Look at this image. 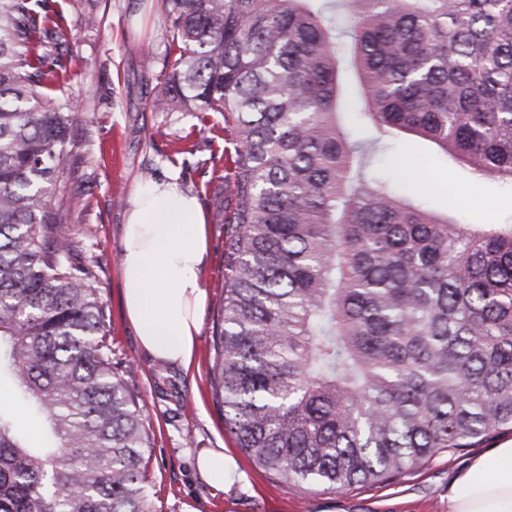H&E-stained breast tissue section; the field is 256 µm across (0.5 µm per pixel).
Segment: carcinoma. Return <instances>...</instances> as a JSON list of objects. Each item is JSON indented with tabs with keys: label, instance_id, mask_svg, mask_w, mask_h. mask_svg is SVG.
Here are the masks:
<instances>
[{
	"label": "carcinoma",
	"instance_id": "1",
	"mask_svg": "<svg viewBox=\"0 0 512 512\" xmlns=\"http://www.w3.org/2000/svg\"><path fill=\"white\" fill-rule=\"evenodd\" d=\"M162 4L153 110L219 112L233 145L210 384L237 447L329 491L512 433V224L433 213L371 165L412 136L512 187V0ZM74 44L49 0H0V381L47 434L0 410V512H150L143 405L61 213Z\"/></svg>",
	"mask_w": 512,
	"mask_h": 512
}]
</instances>
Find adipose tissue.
<instances>
[{
  "label": "adipose tissue",
  "instance_id": "obj_1",
  "mask_svg": "<svg viewBox=\"0 0 512 512\" xmlns=\"http://www.w3.org/2000/svg\"><path fill=\"white\" fill-rule=\"evenodd\" d=\"M122 301L155 360L190 367L206 291L208 248L197 198L173 183L139 182L123 228ZM448 512H512V439L474 457L448 489Z\"/></svg>",
  "mask_w": 512,
  "mask_h": 512
}]
</instances>
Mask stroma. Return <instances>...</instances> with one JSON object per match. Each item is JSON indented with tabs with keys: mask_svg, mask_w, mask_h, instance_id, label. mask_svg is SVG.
I'll list each match as a JSON object with an SVG mask.
<instances>
[{
	"mask_svg": "<svg viewBox=\"0 0 512 512\" xmlns=\"http://www.w3.org/2000/svg\"><path fill=\"white\" fill-rule=\"evenodd\" d=\"M76 30L78 62L68 95L81 119L70 130L71 152L62 163L67 195L64 222L77 232L71 261L89 267L111 320L113 363L133 360L131 389L145 406L149 446L145 452L152 512H448V487L474 454L465 449L438 455L386 482L357 484L336 492L281 483L256 467L236 446L224 413L212 396L213 335L224 304V149L220 113L156 112L150 101L168 46L159 0H91L103 17L85 29L75 0H55ZM402 190L426 178L423 205L455 207L466 224L512 221V188L493 179L473 180L459 167L432 157L426 142L408 137L383 159ZM176 181L195 195L209 229L201 269L207 301L196 359L189 369L159 365L139 344L121 298L123 224L138 181ZM223 449L232 469L223 490L199 473L198 453Z\"/></svg>",
	"mask_w": 512,
	"mask_h": 512,
	"instance_id": "35a3bbf8",
	"label": "stroma"
}]
</instances>
